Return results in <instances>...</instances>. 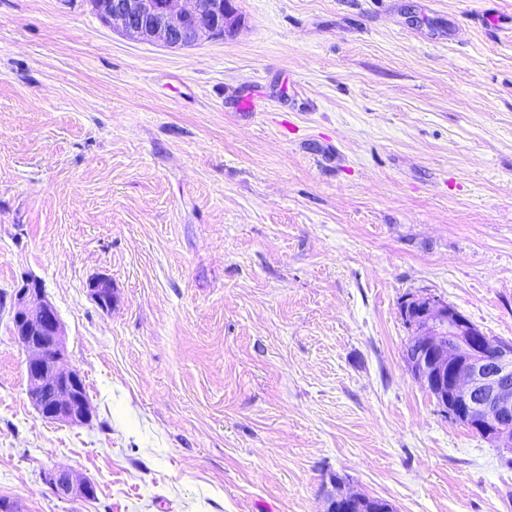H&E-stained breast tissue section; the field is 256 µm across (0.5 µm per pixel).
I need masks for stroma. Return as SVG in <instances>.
I'll return each instance as SVG.
<instances>
[{"instance_id": "1", "label": "stroma", "mask_w": 512, "mask_h": 512, "mask_svg": "<svg viewBox=\"0 0 512 512\" xmlns=\"http://www.w3.org/2000/svg\"><path fill=\"white\" fill-rule=\"evenodd\" d=\"M236 8L169 48L90 0H0V295L41 281L94 406L39 417L0 306V498L326 512L336 475L512 512V449L443 416L400 311L438 296L512 342V0ZM47 482L62 499H85L92 495L94 484L87 479L77 478L67 469L48 473Z\"/></svg>"}]
</instances>
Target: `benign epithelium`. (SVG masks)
<instances>
[{
	"label": "benign epithelium",
	"mask_w": 512,
	"mask_h": 512,
	"mask_svg": "<svg viewBox=\"0 0 512 512\" xmlns=\"http://www.w3.org/2000/svg\"><path fill=\"white\" fill-rule=\"evenodd\" d=\"M107 21L129 38L169 47L221 38L235 26L231 0H91ZM92 292L112 307V284L98 278ZM401 313L413 330L417 352L405 356L411 375L433 395L453 422L463 421L499 448L512 447V343L486 336L448 303L436 297L409 298ZM11 334L26 353L29 399L45 420L68 425L91 421L93 408L79 370L66 360V332L42 283L27 278L10 306ZM62 499H85L94 484L67 469L48 473ZM366 496L336 488L327 512H357Z\"/></svg>",
	"instance_id": "benign-epithelium-1"
}]
</instances>
